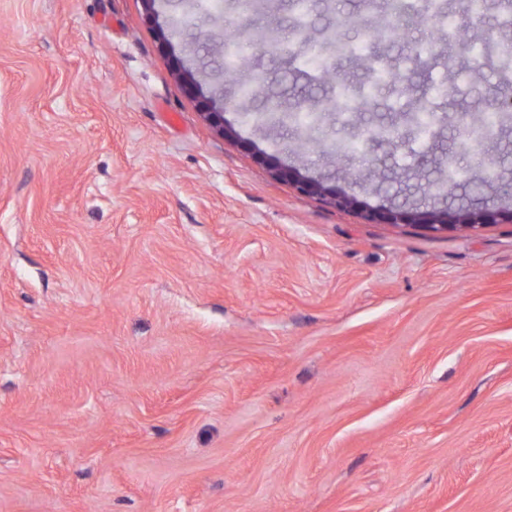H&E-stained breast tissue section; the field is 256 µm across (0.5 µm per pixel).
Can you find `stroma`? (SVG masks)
Here are the masks:
<instances>
[{
    "label": "stroma",
    "instance_id": "1",
    "mask_svg": "<svg viewBox=\"0 0 512 512\" xmlns=\"http://www.w3.org/2000/svg\"><path fill=\"white\" fill-rule=\"evenodd\" d=\"M385 2L308 0L302 23L292 0H0V512H512V223L433 233L332 202L512 210V125L485 164L459 125L512 90L471 53L512 26L414 0L376 44ZM341 12L371 53L323 77L252 47L226 78L224 29L314 42ZM379 61L408 98L329 109ZM303 100L329 136L404 137L365 163L268 120ZM421 103L445 115L430 138L404 117ZM452 162L470 183L436 197ZM269 166L276 176L288 179L302 195H319L323 191L322 183L318 179L305 177L295 170L283 168L273 160H270Z\"/></svg>",
    "mask_w": 512,
    "mask_h": 512
}]
</instances>
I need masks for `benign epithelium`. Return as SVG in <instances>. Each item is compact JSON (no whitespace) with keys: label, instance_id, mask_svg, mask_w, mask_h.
Masks as SVG:
<instances>
[{"label":"benign epithelium","instance_id":"obj_1","mask_svg":"<svg viewBox=\"0 0 512 512\" xmlns=\"http://www.w3.org/2000/svg\"><path fill=\"white\" fill-rule=\"evenodd\" d=\"M269 166L276 176L288 179L302 195H319L323 191L322 183L315 178L305 177L292 169L283 168L273 160L269 162ZM497 216L498 213L489 210H453L448 207L434 208L426 212L400 210L391 205L365 209V218L371 222L407 224L431 232H472L494 223Z\"/></svg>","mask_w":512,"mask_h":512}]
</instances>
